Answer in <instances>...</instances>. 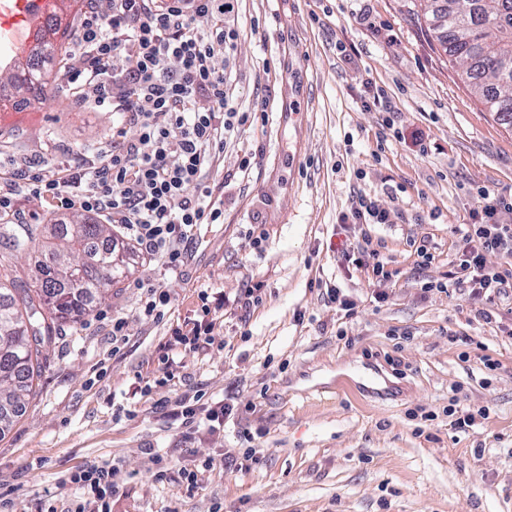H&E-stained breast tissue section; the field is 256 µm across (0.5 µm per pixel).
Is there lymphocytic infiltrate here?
I'll return each instance as SVG.
<instances>
[{
    "label": "lymphocytic infiltrate",
    "instance_id": "lymphocytic-infiltrate-1",
    "mask_svg": "<svg viewBox=\"0 0 512 512\" xmlns=\"http://www.w3.org/2000/svg\"><path fill=\"white\" fill-rule=\"evenodd\" d=\"M238 0H91L80 35V55L69 69L79 99L126 113L137 138L108 142L92 161L11 173L0 182V213L13 209L17 192L49 198L61 211L81 210L119 225L168 271L184 263L200 225L223 216L216 186L204 176L256 112L240 110L230 90L229 67L240 31ZM124 68L112 72L116 57ZM481 216L462 229L453 284L472 302L493 300L512 288V199L485 192ZM510 263L488 264L489 254ZM224 307L220 292L203 293L199 318L190 329L173 327L169 349L197 350L211 344V317ZM122 480L116 463L84 466L66 481L83 496L76 512H112Z\"/></svg>",
    "mask_w": 512,
    "mask_h": 512
}]
</instances>
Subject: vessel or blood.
<instances>
[{"label": "vessel or blood", "mask_w": 512, "mask_h": 512, "mask_svg": "<svg viewBox=\"0 0 512 512\" xmlns=\"http://www.w3.org/2000/svg\"><path fill=\"white\" fill-rule=\"evenodd\" d=\"M58 0H0V69L15 65V54L23 45V30L39 28L54 13Z\"/></svg>", "instance_id": "1"}]
</instances>
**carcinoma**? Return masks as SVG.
<instances>
[{"instance_id":"carcinoma-1","label":"carcinoma","mask_w":512,"mask_h":512,"mask_svg":"<svg viewBox=\"0 0 512 512\" xmlns=\"http://www.w3.org/2000/svg\"><path fill=\"white\" fill-rule=\"evenodd\" d=\"M426 15L444 52L489 111L512 125V0H427ZM69 25L60 15L48 22L28 60L17 62L9 80L18 88L43 82L30 59L47 47L62 53ZM15 251L36 243L45 261L33 285L0 281V432L25 406L39 370L40 349L65 323L77 324L126 273L113 242L112 225L0 224V241Z\"/></svg>"}]
</instances>
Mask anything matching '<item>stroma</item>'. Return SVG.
Returning a JSON list of instances; mask_svg holds the SVG:
<instances>
[{"label":"stroma","mask_w":512,"mask_h":512,"mask_svg":"<svg viewBox=\"0 0 512 512\" xmlns=\"http://www.w3.org/2000/svg\"><path fill=\"white\" fill-rule=\"evenodd\" d=\"M238 26L234 96L242 108L265 99L266 120L242 128L207 175L224 186V219L201 226L177 272L135 252L132 273L60 328L0 434V502L74 512L81 493L60 479L112 459L125 473L112 512H512V293L486 321L462 291L422 290L454 272L481 190L512 195V126L439 46L424 0H240ZM67 87L57 79L0 110V171L93 159L118 129L135 139L121 114ZM362 195L387 223L350 221ZM366 234L394 280L344 255ZM420 246L433 256L425 267ZM147 282L168 294L164 318L142 312ZM256 282L262 300L245 305ZM331 287L356 302L354 316ZM206 290L225 299L212 343L176 354L163 381L169 329L197 320ZM372 362L390 398L368 392ZM194 396L232 406L223 431L188 433L169 416L166 404ZM454 397L489 407L487 419L451 429ZM159 451L176 458L162 478L149 462ZM195 462L191 488L182 469Z\"/></svg>","instance_id":"stroma-1"}]
</instances>
